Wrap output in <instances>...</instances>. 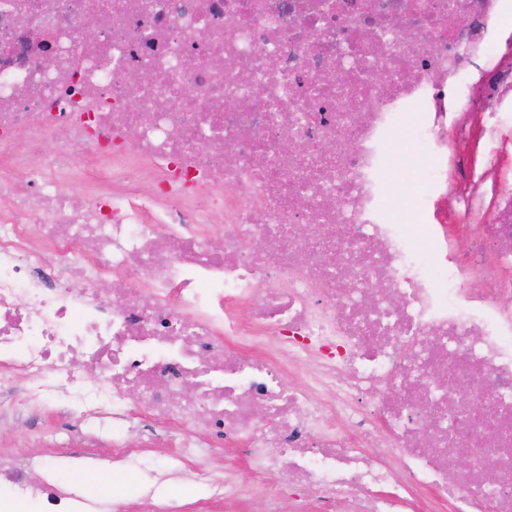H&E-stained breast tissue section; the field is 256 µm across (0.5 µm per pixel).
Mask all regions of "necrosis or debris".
I'll return each instance as SVG.
<instances>
[{"instance_id":"1","label":"necrosis or debris","mask_w":512,"mask_h":512,"mask_svg":"<svg viewBox=\"0 0 512 512\" xmlns=\"http://www.w3.org/2000/svg\"><path fill=\"white\" fill-rule=\"evenodd\" d=\"M511 8L0 0V415L77 414L135 472L121 431L144 413L179 460L245 449L265 512H300L282 472L307 512H512V188L465 165L463 209L490 220L422 242L386 204L406 155L439 188L449 140L512 152L472 109L512 100ZM193 481L206 512L248 495ZM3 486L127 512L50 465L0 456Z\"/></svg>"}]
</instances>
